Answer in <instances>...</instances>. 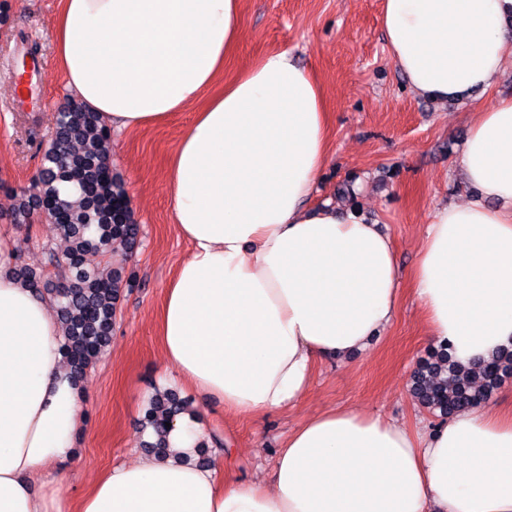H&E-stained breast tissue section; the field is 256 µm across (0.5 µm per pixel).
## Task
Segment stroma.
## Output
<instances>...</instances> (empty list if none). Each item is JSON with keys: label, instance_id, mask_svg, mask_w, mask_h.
Instances as JSON below:
<instances>
[{"label": "stroma", "instance_id": "obj_1", "mask_svg": "<svg viewBox=\"0 0 512 512\" xmlns=\"http://www.w3.org/2000/svg\"><path fill=\"white\" fill-rule=\"evenodd\" d=\"M9 14L0 25V236L13 241L24 264L39 269L38 241L56 237L54 225L12 221L14 192L30 187L41 167L57 110L70 92L55 59L57 0H0ZM382 0H245L243 39L225 66L235 73L259 55L288 49L320 81L329 113L330 156L312 201L375 214L395 243L402 293L392 324L352 360L316 361L309 390L293 408L252 420L224 411L186 386L178 392L196 411L206 434L224 450L214 465L233 478L269 484L278 448L308 417L333 408L381 415L416 430L437 423L410 392L411 374L427 358V325L412 292L411 273L436 207L465 201L459 147L478 112L512 98V60L487 90L464 101L415 95L388 55L380 22ZM38 44L45 61L47 108L17 109L6 67L25 43ZM192 112L166 124L115 131L112 170L125 183L141 233L126 270L134 284L121 299L112 338L83 377L84 426L64 481L46 491L76 500L112 465L144 455L142 411L164 365L157 320L164 286L190 246L172 222L166 159Z\"/></svg>", "mask_w": 512, "mask_h": 512}]
</instances>
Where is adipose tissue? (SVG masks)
<instances>
[{
  "mask_svg": "<svg viewBox=\"0 0 512 512\" xmlns=\"http://www.w3.org/2000/svg\"><path fill=\"white\" fill-rule=\"evenodd\" d=\"M243 0H61L57 62L77 102L138 129L187 109L167 160L191 252L163 291L164 370L237 416L305 396L313 364L369 349L402 280L392 239L360 209L311 206L328 155L321 86L288 50L226 75ZM389 53L440 101L487 90L512 58V0H383ZM460 169L474 198L435 209L413 272L431 346L462 364L512 345V99L480 112ZM0 237V512H512V414L479 407L414 433L352 409L318 413L278 451L271 487L173 456L132 458L70 510L39 478L76 454L81 391L51 302L13 273Z\"/></svg>",
  "mask_w": 512,
  "mask_h": 512,
  "instance_id": "1",
  "label": "adipose tissue"
}]
</instances>
